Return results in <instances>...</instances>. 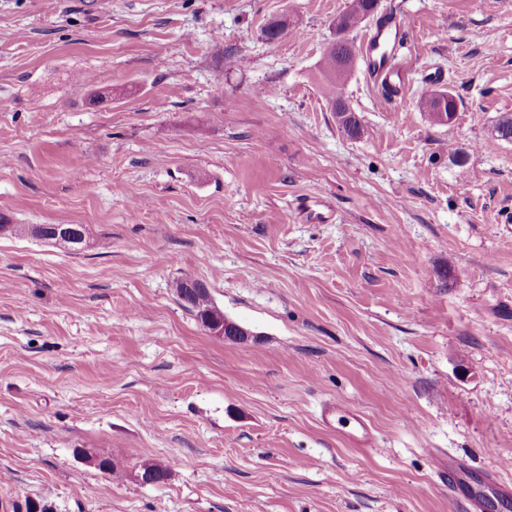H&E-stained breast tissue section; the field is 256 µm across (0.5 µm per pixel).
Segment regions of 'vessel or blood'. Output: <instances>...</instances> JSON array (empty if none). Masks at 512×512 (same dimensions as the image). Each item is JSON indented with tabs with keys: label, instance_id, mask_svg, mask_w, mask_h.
Returning <instances> with one entry per match:
<instances>
[{
	"label": "vessel or blood",
	"instance_id": "vessel-or-blood-1",
	"mask_svg": "<svg viewBox=\"0 0 512 512\" xmlns=\"http://www.w3.org/2000/svg\"><path fill=\"white\" fill-rule=\"evenodd\" d=\"M408 33L406 19L397 15H385L375 28L362 50L366 71L373 81L395 90L404 86V75L392 71L388 63L381 60L377 48L387 37H394L399 42ZM321 418L327 427L346 434L358 446L368 447L374 442L370 424L363 415L354 410L331 404L324 408ZM440 478L447 485L449 496L463 503L465 512H499L500 508L512 505V480L502 477L498 469L488 470L482 481L475 482L472 481L465 462L452 455L449 456Z\"/></svg>",
	"mask_w": 512,
	"mask_h": 512
}]
</instances>
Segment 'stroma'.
I'll return each mask as SVG.
<instances>
[{
    "instance_id": "1",
    "label": "stroma",
    "mask_w": 512,
    "mask_h": 512,
    "mask_svg": "<svg viewBox=\"0 0 512 512\" xmlns=\"http://www.w3.org/2000/svg\"><path fill=\"white\" fill-rule=\"evenodd\" d=\"M349 6L0 0V512H462L447 454L512 477V0H379L407 81L355 59L356 138L317 70ZM187 276L251 339L203 328ZM382 21L367 40L363 50L362 59L366 64V71L375 82H380L395 90H401L405 84V76L389 68L377 53L380 43L388 36L394 34V49L400 41L408 36L409 26L407 20L397 15L385 14ZM424 109L428 119L435 124H447L455 117L458 102L454 95L447 91H437L424 100ZM60 224H44L42 225L43 239L53 241L55 243L67 244L71 246L80 245L84 240L85 228L80 224H65L64 228L68 227L65 232H57L56 226ZM321 418L327 427L346 434L358 446L368 447L374 443L371 425L363 415L354 410L340 404H330L322 411Z\"/></svg>"
}]
</instances>
